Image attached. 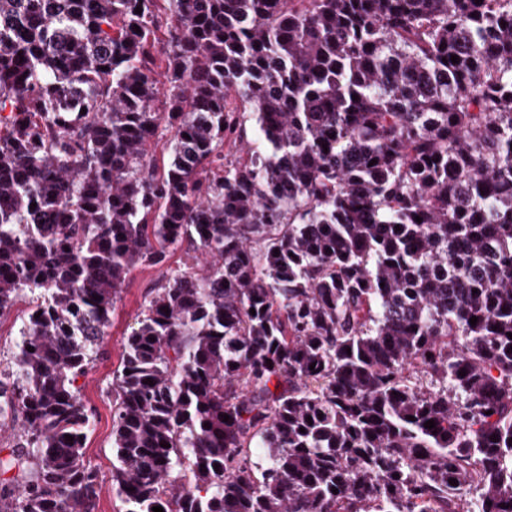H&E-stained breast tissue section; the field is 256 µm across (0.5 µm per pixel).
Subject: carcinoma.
Masks as SVG:
<instances>
[{
    "label": "carcinoma",
    "mask_w": 512,
    "mask_h": 512,
    "mask_svg": "<svg viewBox=\"0 0 512 512\" xmlns=\"http://www.w3.org/2000/svg\"><path fill=\"white\" fill-rule=\"evenodd\" d=\"M140 265L120 512H512V0H0V512H96ZM164 269L140 266L123 286L121 298L111 316V326L104 337L101 354L94 361L85 378L78 380L82 386L83 400L92 414L94 425L89 434L85 456L99 472L102 492L98 512H118L121 504L112 495V397L110 395L112 372L118 367L124 338L137 321L149 298L151 287L161 278ZM21 309L23 305L18 304L9 314H5L0 319V369L7 370L10 366L15 342L18 339L16 334L19 321L15 323V320Z\"/></svg>",
    "instance_id": "1"
}]
</instances>
